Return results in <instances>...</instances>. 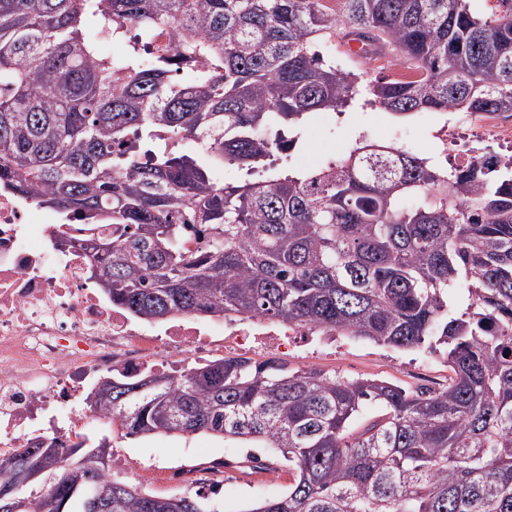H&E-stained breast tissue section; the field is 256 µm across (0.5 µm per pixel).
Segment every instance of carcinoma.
I'll use <instances>...</instances> for the list:
<instances>
[{"mask_svg": "<svg viewBox=\"0 0 512 512\" xmlns=\"http://www.w3.org/2000/svg\"><path fill=\"white\" fill-rule=\"evenodd\" d=\"M340 2L0 0V188L113 228L56 244L142 319L260 318L446 358L440 390L224 357L117 368L87 394L127 436L273 449L249 468L286 464L294 484L243 512H512V155L445 168L363 137L288 168L363 92L396 116L511 113L512 0ZM125 36L127 57L100 53ZM336 39L419 76L346 71L319 51ZM0 512L205 510L113 478L83 441L36 440L0 458Z\"/></svg>", "mask_w": 512, "mask_h": 512, "instance_id": "cac0c4a2", "label": "carcinoma"}]
</instances>
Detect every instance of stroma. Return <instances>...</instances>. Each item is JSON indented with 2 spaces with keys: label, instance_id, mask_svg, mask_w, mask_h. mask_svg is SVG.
I'll use <instances>...</instances> for the list:
<instances>
[{
  "label": "stroma",
  "instance_id": "1",
  "mask_svg": "<svg viewBox=\"0 0 512 512\" xmlns=\"http://www.w3.org/2000/svg\"><path fill=\"white\" fill-rule=\"evenodd\" d=\"M488 115L467 112H419L400 118L377 106L348 109L316 128L306 152L294 155L296 165L307 166L327 155H341L356 137L393 145L419 157H427L440 129L448 131V152L470 150L476 154L512 152V146L493 138ZM277 360L291 367L314 366L349 377H376L407 390H438L448 384L450 370L442 355L427 349L396 350L349 336L335 337L323 346L308 329H294ZM89 445L108 442L112 475L139 485L155 496H200L207 512H243L245 506L278 497L292 483L287 467L276 472L249 473L239 462L248 452L267 457V449L227 441L208 434H161L147 438L122 436L117 428L94 423L83 431ZM224 458V485L215 488L200 478L216 458Z\"/></svg>",
  "mask_w": 512,
  "mask_h": 512
}]
</instances>
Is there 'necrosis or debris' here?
Listing matches in <instances>:
<instances>
[{"mask_svg":"<svg viewBox=\"0 0 512 512\" xmlns=\"http://www.w3.org/2000/svg\"><path fill=\"white\" fill-rule=\"evenodd\" d=\"M33 199L0 191V447L66 437L94 420L82 392L127 366L178 369L208 356L211 332L189 317L165 328L114 306L90 278V257L62 250L60 231L84 228Z\"/></svg>","mask_w":512,"mask_h":512,"instance_id":"4bbe7bcc","label":"necrosis or debris"}]
</instances>
